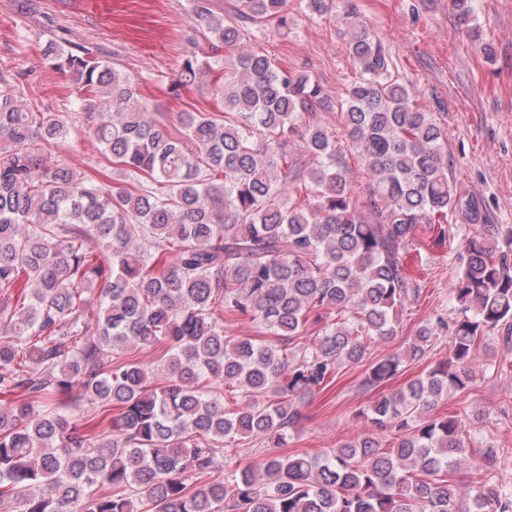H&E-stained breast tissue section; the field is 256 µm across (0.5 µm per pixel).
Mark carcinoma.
Segmentation results:
<instances>
[{"label":"carcinoma","instance_id":"cac0c4a2","mask_svg":"<svg viewBox=\"0 0 512 512\" xmlns=\"http://www.w3.org/2000/svg\"><path fill=\"white\" fill-rule=\"evenodd\" d=\"M242 4L244 22L293 24L288 0ZM454 6L469 26L472 0ZM193 15L209 55H187L170 90L209 77L212 111L153 112L94 50L42 48L82 86V109L102 115L94 136L118 172L108 188L48 163L69 119L27 105L0 69V512H512L497 450L468 446L465 413L439 412L469 395L485 338L512 329V228L484 223L450 180L445 129L393 80L355 12L337 17L359 65L338 112L373 222L354 210L336 136L316 120L330 107L321 86L235 50L244 29L210 0H193ZM297 137L317 161L307 173L288 161ZM456 212L481 227L450 287L457 319L422 325L364 386L400 377L442 332L448 358L362 408L372 430L316 454L274 452L309 396L397 335L420 292L403 254L421 229L449 239ZM226 315L264 335H226ZM145 349L156 364L134 357ZM252 438L273 448L260 468L230 464ZM220 467L224 480L200 484Z\"/></svg>","mask_w":512,"mask_h":512}]
</instances>
